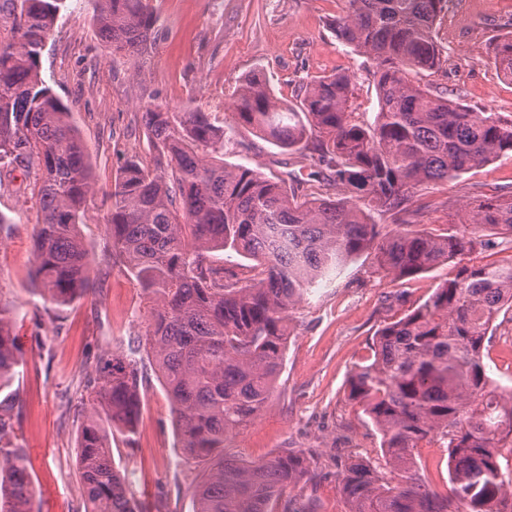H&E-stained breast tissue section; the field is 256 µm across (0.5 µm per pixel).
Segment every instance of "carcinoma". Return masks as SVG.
<instances>
[{
    "instance_id": "obj_1",
    "label": "carcinoma",
    "mask_w": 512,
    "mask_h": 512,
    "mask_svg": "<svg viewBox=\"0 0 512 512\" xmlns=\"http://www.w3.org/2000/svg\"><path fill=\"white\" fill-rule=\"evenodd\" d=\"M447 0H346L331 21L336 38L372 68L379 111L352 112L349 76L302 84L300 103L277 99L260 73L234 97L236 125L313 157L318 183L336 199L224 162L229 132L207 112L143 113L151 161L125 162L107 195V250L151 302L146 333L186 462L205 468L194 512H310L283 499L314 476V452L246 464L227 441L267 407L291 335L289 312L320 279L375 250L393 280L428 272L474 251L478 232L512 237V196L458 209L448 232L417 228V187L512 160V116L476 112L410 79L437 71L436 24ZM66 0H0V165L38 168L33 274L60 310L96 291L79 230L96 194L68 109L41 76L45 43ZM94 20L112 52L149 54L156 18L144 0H94ZM494 65L512 80V39ZM393 225L383 230V224ZM248 260L232 267L212 255ZM512 311V263L464 265L423 303L385 323L371 357L356 366L350 400L382 436L387 479L358 457L336 462L349 512H507L512 497V391L493 385L485 342ZM13 311L0 304V392L21 363ZM78 444L83 512H145L112 461L114 434L135 446L143 395L138 361L100 352L85 379ZM448 449V489L429 484L414 449L428 436ZM13 426L0 416V512H31L34 487Z\"/></svg>"
}]
</instances>
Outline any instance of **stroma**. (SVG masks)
Returning <instances> with one entry per match:
<instances>
[{"label": "stroma", "instance_id": "obj_1", "mask_svg": "<svg viewBox=\"0 0 512 512\" xmlns=\"http://www.w3.org/2000/svg\"><path fill=\"white\" fill-rule=\"evenodd\" d=\"M156 18L152 52L139 62L112 54L100 40L91 0H67L54 37L41 58V74L68 107L100 190L80 226L93 257L96 293L61 311L46 307L31 278L38 231L31 198L35 175L0 173V301L14 309L13 335L23 364L12 388L19 396L18 444L34 482L33 512H79L82 485L78 440L86 398L84 379L102 350H127L144 338L149 302L128 273L105 251L103 230L110 189L127 158L150 162L142 114L162 104L173 112L210 113L232 128L224 159L274 178L294 173L309 187L315 166L248 130L236 127L231 103L241 80L262 71L273 94L299 102L307 78L348 74L357 121L373 123L378 101L362 58L336 39L328 26L344 0H146ZM437 37L445 60L420 77L435 93L473 110L512 115V81L493 64L495 46L512 38V0H450ZM512 194V160L471 169L456 180L421 186L419 224L442 233L449 205ZM459 268L452 261L400 282L378 270L366 253L312 288L292 312L284 364L268 408L228 442V454L258 463L287 450L316 449L314 478L287 490L311 497L320 512H347L336 483V458L356 453L384 470L381 436L361 406L347 397V380L369 353L375 331L426 300ZM501 386L512 387V316L496 321L484 356ZM146 389L137 426V447L112 441V459L134 496L149 512H193L201 466L185 462L176 446L171 407L152 362H145Z\"/></svg>", "mask_w": 512, "mask_h": 512}]
</instances>
